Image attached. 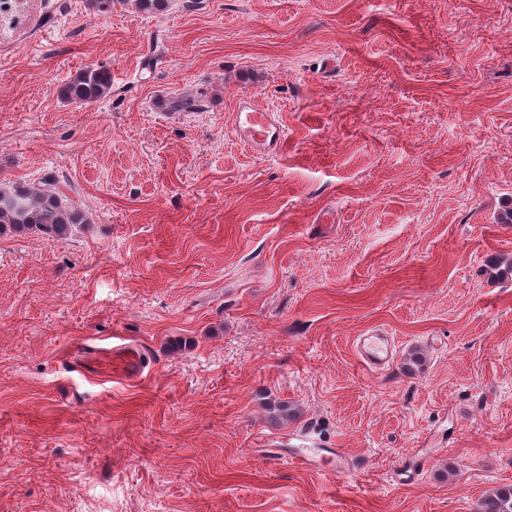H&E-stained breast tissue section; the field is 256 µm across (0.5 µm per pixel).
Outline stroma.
I'll list each match as a JSON object with an SVG mask.
<instances>
[{"label": "stroma", "instance_id": "1", "mask_svg": "<svg viewBox=\"0 0 512 512\" xmlns=\"http://www.w3.org/2000/svg\"><path fill=\"white\" fill-rule=\"evenodd\" d=\"M87 67L109 93L67 101ZM245 96L278 155L237 139ZM48 179L84 221L0 232V512H476L512 486V0H10L0 183ZM304 430L350 470L268 454ZM235 133L245 146L261 156L277 155L285 136L279 116L251 98H242L238 103ZM357 348L362 361L373 369L386 368L394 358L395 346L391 338L378 333L363 336ZM115 355L122 358L124 362L125 371L124 373L130 376H134L139 373L143 367L142 350L140 347L132 344H123L113 346Z\"/></svg>", "mask_w": 512, "mask_h": 512}]
</instances>
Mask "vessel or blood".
<instances>
[{"mask_svg":"<svg viewBox=\"0 0 512 512\" xmlns=\"http://www.w3.org/2000/svg\"><path fill=\"white\" fill-rule=\"evenodd\" d=\"M235 133L245 146L261 156L276 155L285 136L279 116L250 98L240 99L238 103ZM358 351L366 365L381 370L392 362L395 346L390 337L375 333L360 339ZM116 353L122 358L127 375L140 372L143 366L140 347L123 344L117 346ZM288 460L305 467L320 466L339 474L350 468L349 459L340 448H310L301 444L289 450Z\"/></svg>","mask_w":512,"mask_h":512,"instance_id":"obj_1","label":"vessel or blood"}]
</instances>
